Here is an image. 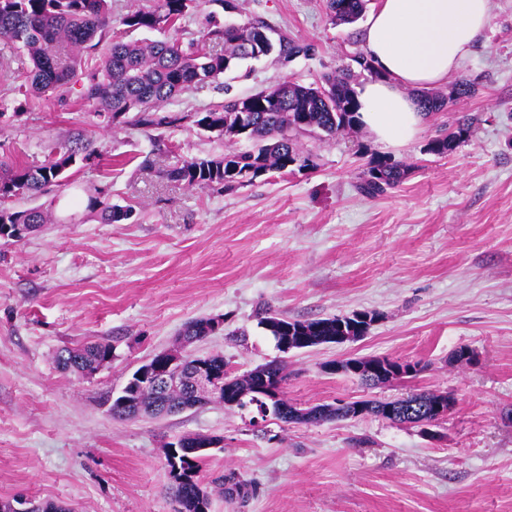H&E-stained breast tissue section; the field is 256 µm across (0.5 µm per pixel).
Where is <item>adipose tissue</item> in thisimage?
<instances>
[{
	"label": "adipose tissue",
	"instance_id": "adipose-tissue-1",
	"mask_svg": "<svg viewBox=\"0 0 512 512\" xmlns=\"http://www.w3.org/2000/svg\"><path fill=\"white\" fill-rule=\"evenodd\" d=\"M489 24V0H380L365 24L364 53L380 77L357 96L362 127L387 148L414 139L425 117L410 89L446 82Z\"/></svg>",
	"mask_w": 512,
	"mask_h": 512
}]
</instances>
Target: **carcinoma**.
Instances as JSON below:
<instances>
[{"label": "carcinoma", "mask_w": 512, "mask_h": 512, "mask_svg": "<svg viewBox=\"0 0 512 512\" xmlns=\"http://www.w3.org/2000/svg\"><path fill=\"white\" fill-rule=\"evenodd\" d=\"M331 23L352 24L365 10L367 0H325ZM195 0H157L149 9H136L121 17V24L134 31L157 29L165 25L170 35L162 40H114L88 67L86 53L95 48L93 41L102 36L112 24V0H0V43L11 52L0 53V83L6 85L0 95V106L13 103L9 94L60 95L68 85L81 79L89 81L86 100L93 110L114 122L134 113V124L144 127H170L182 118L163 111L185 90L218 79L245 60H258L272 54L277 60L289 62L308 52V47L286 34L278 35L272 45L263 42L268 25L249 19L217 27L202 39L184 43L181 40V22L193 8ZM224 42V52L205 48V40ZM357 74L341 69L318 83L308 85L284 80L254 94L256 110L248 113L249 131L245 140L251 143L246 151H229L216 157L192 158L169 170V176L185 185L217 189H232L244 184V171L261 169L266 173L285 174L312 165L311 154L298 144V135L356 131ZM419 106L433 115L445 110L448 97L433 90L415 93ZM239 100L229 99L205 113L191 115V122L203 131L220 136L237 137L242 116ZM478 117L465 114L448 128V134L429 142L427 151L446 155L471 136ZM88 146L70 147L50 154L39 164L0 160V225L6 236H16L20 225L41 227L54 221L52 210L33 208L15 210L5 206L6 201L32 197L47 191L48 187L67 180L68 170L77 162L90 159ZM411 166L389 157L370 160L358 189L366 197L374 198L397 187L406 178ZM88 208L105 224L127 219V210L114 205L105 195L89 200ZM214 318L200 317L189 321L180 336L186 345L215 334ZM293 327V335L303 339L301 347L309 348L333 344V337L351 335L350 326L339 317L312 321L290 320L270 307L260 312V325L279 340V325ZM113 356L108 344L91 343L79 348L57 352V365L81 378L96 372ZM210 365L224 374V389L217 401L229 406L239 396H251L262 387L263 381L281 385L287 375L282 364L259 365L242 376L234 375L222 355H211ZM196 373V360L188 359L183 367L186 382L165 392L154 391L150 381L132 374L120 393L112 399V417L127 420L139 416L171 414L196 406L188 381ZM364 403L368 414L394 423L397 416L385 413L387 400H358L333 405L299 408L278 390L277 409L271 414L283 423L313 424L330 419L356 417V405ZM201 437H184L178 447L168 448L165 457L177 456L183 481L171 484L182 506L181 512H199L196 488L201 484L200 473L210 449L198 447ZM220 492L230 493L229 485L239 487L237 496L243 500L254 495L257 488L232 472L212 480Z\"/></svg>", "instance_id": "cac0c4a2"}]
</instances>
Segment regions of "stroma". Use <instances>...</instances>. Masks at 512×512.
<instances>
[{
	"instance_id": "obj_1",
	"label": "stroma",
	"mask_w": 512,
	"mask_h": 512,
	"mask_svg": "<svg viewBox=\"0 0 512 512\" xmlns=\"http://www.w3.org/2000/svg\"><path fill=\"white\" fill-rule=\"evenodd\" d=\"M219 0L191 9L183 40L248 19L311 45L283 64L247 61L218 82L168 104L171 128L110 125L91 112L84 83L68 97L32 98L22 115L0 112V157L30 164L87 141L90 162L67 184L12 200L51 208L55 221L19 242L0 240V500L53 502L69 512H174L165 442L223 437L201 473L235 471L255 482L248 501L212 492L209 512H512V0H490L491 24L458 77L476 91L398 149L366 130L299 135L313 165L261 176L232 190L190 188L165 172L176 162L243 151L249 144L198 130L187 113L285 80L320 81L352 65L363 21L332 25L325 0ZM480 118L469 141L438 156L428 143L455 114ZM410 164L387 195L357 186L369 161ZM105 192L133 209L104 224L88 199ZM272 306L308 320L373 311L362 339L280 354L257 313ZM223 316L197 342L237 372L283 359L288 399L301 407L421 391L453 394L437 439L419 426L368 416L317 424L254 421L218 402L158 418L118 420L113 395L190 320ZM248 332L238 341L234 330ZM88 343L115 356L81 379L54 355ZM471 361H456L459 349ZM388 357L422 372L368 388L326 371L332 360Z\"/></svg>"
}]
</instances>
